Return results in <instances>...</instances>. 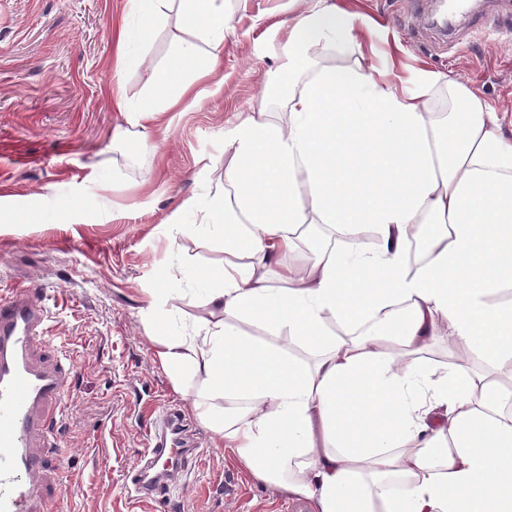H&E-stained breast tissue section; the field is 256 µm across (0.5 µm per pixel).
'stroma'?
<instances>
[{"instance_id": "1", "label": "stroma", "mask_w": 512, "mask_h": 512, "mask_svg": "<svg viewBox=\"0 0 512 512\" xmlns=\"http://www.w3.org/2000/svg\"><path fill=\"white\" fill-rule=\"evenodd\" d=\"M374 20L372 41L397 66H426L467 85L503 116L512 136V0H478L453 19L454 39L428 24L433 0H348ZM281 0L234 10L217 69L184 111L169 112L160 152L118 143L126 116L107 95L143 97L154 66L187 37L177 0H167L145 37L147 62L117 68L111 28L129 0H0V297L34 289L47 333L36 357L74 367L64 399L66 468L49 475L54 512H155L127 503L123 476L138 461L144 403L183 410L202 453L188 485H174L185 512H276L279 495L224 456L215 435L189 412L201 382L183 391L153 357L145 318L149 289H178L169 329H190L205 311L199 273L224 262L220 232L195 224L183 204L224 195V128L272 99L288 59L267 31ZM176 232H169V225ZM233 478L236 488L208 494Z\"/></svg>"}]
</instances>
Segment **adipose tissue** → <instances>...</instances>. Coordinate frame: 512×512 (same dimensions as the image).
I'll return each instance as SVG.
<instances>
[{"instance_id":"1","label":"adipose tissue","mask_w":512,"mask_h":512,"mask_svg":"<svg viewBox=\"0 0 512 512\" xmlns=\"http://www.w3.org/2000/svg\"><path fill=\"white\" fill-rule=\"evenodd\" d=\"M140 26L117 31L119 64L154 23L158 0H130ZM227 0H180L191 36L176 42L139 101L112 102L139 128L196 100L224 48ZM271 29L298 51L304 76L278 91L286 123L265 112L224 129L223 199L194 201L201 224L224 230L223 267L189 332L163 323L171 291L151 296L155 357L174 386L200 379L192 408L224 450L269 489L311 512H512V410L490 396L491 369L512 370V307L492 303L512 286V137L465 84L419 67L392 79L375 64H325L336 48L364 55L372 22L337 0H287ZM208 53H201V45ZM457 109L430 112L438 90ZM305 224L356 232L339 252L314 250L305 269H271ZM421 224L440 233L416 271L408 241ZM405 312L391 310L393 301ZM381 313L355 338L331 332ZM250 320L270 339L256 341ZM314 355L308 364L278 336ZM463 342L475 366L437 370L416 356Z\"/></svg>"}]
</instances>
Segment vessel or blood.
<instances>
[{
	"instance_id": "vessel-or-blood-1",
	"label": "vessel or blood",
	"mask_w": 512,
	"mask_h": 512,
	"mask_svg": "<svg viewBox=\"0 0 512 512\" xmlns=\"http://www.w3.org/2000/svg\"><path fill=\"white\" fill-rule=\"evenodd\" d=\"M44 322L45 309L29 290L0 299V512H39L41 449H54L62 465L70 454L44 428L47 419L60 418L66 385L63 365H45L33 356ZM149 412L145 450L126 477L125 493L130 501L178 512L180 501L169 488L187 472L196 451L188 446L179 409L153 406Z\"/></svg>"
}]
</instances>
